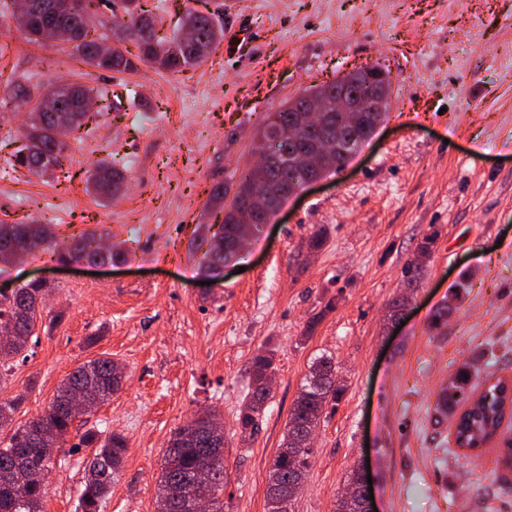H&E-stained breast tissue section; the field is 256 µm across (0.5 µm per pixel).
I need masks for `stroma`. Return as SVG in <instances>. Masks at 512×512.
Returning <instances> with one entry per match:
<instances>
[{
  "label": "stroma",
  "mask_w": 512,
  "mask_h": 512,
  "mask_svg": "<svg viewBox=\"0 0 512 512\" xmlns=\"http://www.w3.org/2000/svg\"><path fill=\"white\" fill-rule=\"evenodd\" d=\"M144 4L159 35L181 34L193 7L213 13L224 39L179 74L117 73L87 66L69 44L28 42L0 16L1 71L42 92L71 82L107 92L66 136L63 168L36 175L10 163L29 108L0 83V220L57 232L50 247L0 264V281L51 282L0 402L23 396L18 426L47 409L78 364L107 355L125 371L58 449L45 512H76L88 426L127 442L104 512H157L171 433L204 409L224 421L225 512H265L289 411L325 352L346 391L316 431L294 512H333L361 464L377 512H512V467L502 463L512 418L469 452L457 448L452 419L434 422L440 390L487 343L496 374L512 377V0ZM372 66L391 82L386 121L341 168L287 199L239 266L205 285L193 242L216 221L210 194L256 163L266 116L307 87ZM102 161L125 178L111 199L87 188ZM92 232L124 261L61 264L70 238ZM455 292L456 309L431 330ZM403 295L411 305L398 329L390 304ZM263 346L276 351L272 396L245 434L238 414Z\"/></svg>",
  "instance_id": "35a3bbf8"
}]
</instances>
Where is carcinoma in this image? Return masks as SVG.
Wrapping results in <instances>:
<instances>
[{
  "instance_id": "obj_1",
  "label": "carcinoma",
  "mask_w": 512,
  "mask_h": 512,
  "mask_svg": "<svg viewBox=\"0 0 512 512\" xmlns=\"http://www.w3.org/2000/svg\"><path fill=\"white\" fill-rule=\"evenodd\" d=\"M101 0H85L86 11L72 13L58 8L47 11L36 8L30 13L21 32L31 42L41 41L42 33L51 27L66 28L71 36L68 43L75 55L89 66L118 73L136 72L140 66L180 73L204 60L193 43H204L215 48L224 36L216 28L211 14L202 10H189L183 26L193 32L194 41L183 36L166 40L158 35L152 12L143 7L142 0H121V14H112V25L130 28L136 52L122 46H114L110 53L100 56L96 52L99 39L91 35V20ZM14 97L31 104L26 133L28 154L17 151L16 163L31 171L45 173L62 165L65 144L58 138L57 125L60 119L69 121L73 130H80L87 122L84 100L87 91L80 85L68 84L66 91L57 99L56 110L46 112L42 99H33L30 87L9 76ZM336 92V83L315 85L294 99L296 103L312 97L328 98ZM334 127L324 131L326 136L338 141L331 148H340L335 155L336 166L347 159L350 142L367 138L375 126L386 118L384 112L335 113ZM296 113L289 107L272 112L258 133L260 156L256 165L241 174L231 203L224 205L227 190L216 186L210 196L212 206L224 210L222 231L200 239L197 248L203 250L201 265L212 277L223 272L224 264L238 261L240 254L236 240L241 231L236 212L248 198L267 181L281 191L300 185V174L295 167L296 156L312 140L303 133L296 143L282 141L277 145L281 151L277 160L267 162L266 145L269 135L275 130L286 129L295 124ZM95 194L109 198L119 194L124 187V177L109 165L101 163L89 180ZM39 244H51L56 231L49 224H2L0 223V263L11 261L13 252L24 248L29 238ZM95 242L92 235L82 234L71 239L67 255L89 263L112 262L118 255L104 253L91 248ZM40 288L22 284L13 296L0 295V325L14 322L15 333L6 342L0 340V376L11 372L16 359L23 356L30 338L34 335L41 302L37 299ZM275 370V352L261 348L254 356L251 366V382L243 400L238 420L242 430L255 431L258 418L270 399L266 382ZM336 365L331 356L323 355L311 365L288 417V426L282 443L270 467L266 492L265 512H286L285 498L296 496L301 491L312 465L314 449L305 441V435L316 431L326 411H335L341 401L345 387L336 382ZM124 368L110 357H98L79 365L58 388L49 409L33 417L15 429L5 447L0 448V512H44L46 479L54 462L55 449L63 447L74 418L68 408L71 397L84 393L99 406L120 390ZM480 369L466 364L448 385L438 394L436 412L446 414L461 403L467 408L458 416L459 424L455 444L459 448L475 450L486 444L501 425L509 390L502 378L495 380L486 376V388L475 399H470V390L481 385ZM22 404V397L0 403V428L10 425L13 414ZM220 426L219 414L212 410L202 414L197 422L186 423L177 428L168 440L163 458L161 474L157 484V501L167 500L179 492L181 509L189 512L187 504L194 496H208L211 512H224V447L210 432V427ZM80 444L92 449L83 461V489L78 500V512H101L103 503L112 488V483L121 471L127 449L124 436L96 429L86 430ZM206 467L210 478L207 484L197 483L200 467Z\"/></svg>"
}]
</instances>
